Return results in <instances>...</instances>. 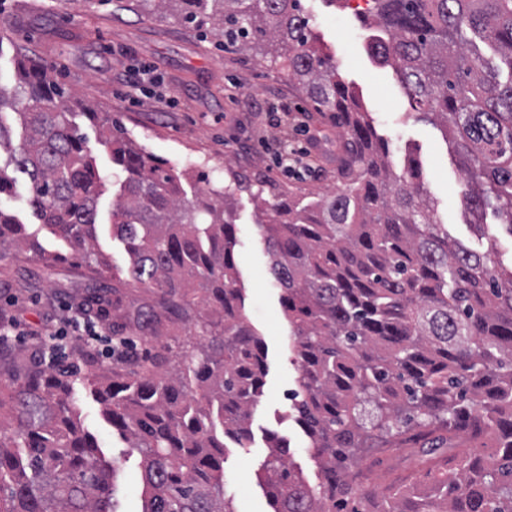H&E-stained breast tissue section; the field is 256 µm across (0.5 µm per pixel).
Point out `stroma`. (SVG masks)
<instances>
[{"instance_id":"1","label":"stroma","mask_w":512,"mask_h":512,"mask_svg":"<svg viewBox=\"0 0 512 512\" xmlns=\"http://www.w3.org/2000/svg\"><path fill=\"white\" fill-rule=\"evenodd\" d=\"M318 47L332 55L339 72L359 94L388 158L403 163L416 155L424 185L441 223L468 246L477 239L464 204V160L443 129L421 119L394 70L368 51L381 31L375 20H362L352 0H304ZM29 52L51 66L73 98L108 113L132 145L167 160L181 176L188 200L221 186L217 169L245 181L228 207L240 242L238 268L245 288V314L268 348L264 394L251 417L247 447L229 448L224 459V493L235 512H272L258 480L269 450V433L288 439L291 461L310 483L318 470L310 442L295 423L287 394L298 387V371L288 348V320L271 259L257 227L259 209L273 189L326 194L336 189V144L341 131L322 113L309 109L305 94L280 66L261 56L225 49L211 27L185 23L176 5L159 9L141 0H6L0 8V84L13 86L17 61ZM150 67L160 91L177 100L164 109L154 96L131 99L125 75ZM71 120L84 133L96 157L104 193L99 199V248L111 258L116 279L126 280L130 258L114 239L108 223L120 195L123 176L109 150L99 142V127L83 112ZM301 148L305 166L285 168L281 154ZM87 268L65 263L47 275L31 252L0 255V309L24 327L43 329L63 307L77 306L84 295ZM74 383L85 425L96 435L107 459L116 461L118 512H141L142 456L106 425L99 407ZM420 451L412 446L372 448L358 468L373 475L410 476L419 468Z\"/></svg>"}]
</instances>
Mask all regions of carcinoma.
<instances>
[{
	"label": "carcinoma",
	"instance_id": "cac0c4a2",
	"mask_svg": "<svg viewBox=\"0 0 512 512\" xmlns=\"http://www.w3.org/2000/svg\"><path fill=\"white\" fill-rule=\"evenodd\" d=\"M183 20L221 25L224 47L255 49L288 69L316 112L344 128L330 195H276L259 223L290 326L298 389L288 394L309 438L320 480L310 484L287 459L288 440L269 435L260 476L275 512H512V268L496 260L492 213L512 234V0H366L387 38L370 54L393 67L415 111L435 117L466 161V204L482 249L448 235L409 155L397 173L368 113L314 43L302 0H175ZM487 40L508 66L505 82L467 33ZM18 84L0 85V152L28 178L39 219L24 224L0 207V254H61L41 246L48 231L84 259L98 281L79 309L98 316L114 303L110 258L98 250L102 178L86 136L69 120L72 97L46 64L20 56ZM25 134L11 138L4 109ZM112 163L124 174L111 213L112 237L130 257L125 285L146 288V325L164 315L200 324L207 343L169 355L160 336L124 356L89 393L102 419L143 456L142 512H235L224 496V438L252 439L264 392L267 346L244 315L235 225L224 198L189 204L167 162L131 147L112 121ZM1 370L0 512H117L114 478L72 398L76 372ZM375 413L365 423L359 407ZM416 425L431 438L420 473L435 495L393 484L360 491L356 454L382 448ZM466 434L474 443L456 442ZM485 448L494 449L487 456Z\"/></svg>",
	"mask_w": 512,
	"mask_h": 512
}]
</instances>
